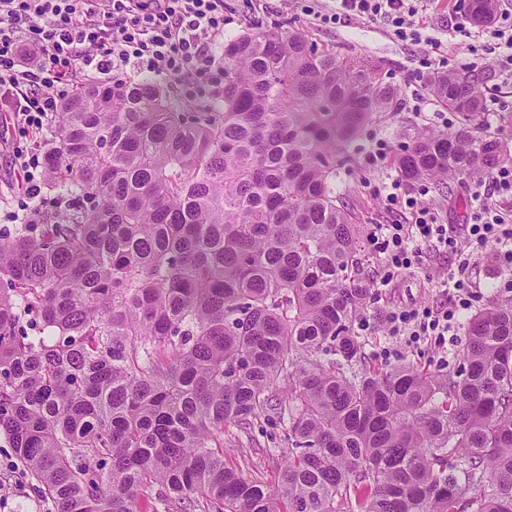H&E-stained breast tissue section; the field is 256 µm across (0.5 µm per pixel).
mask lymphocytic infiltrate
Listing matches in <instances>:
<instances>
[{"instance_id":"1","label":"lymphocytic infiltrate","mask_w":512,"mask_h":512,"mask_svg":"<svg viewBox=\"0 0 512 512\" xmlns=\"http://www.w3.org/2000/svg\"><path fill=\"white\" fill-rule=\"evenodd\" d=\"M295 2L320 27L379 17L399 40L418 41L422 34L415 17L428 0H338L329 10L321 0ZM226 23L224 0H0V121L39 138L68 89L102 70L121 82L137 67L187 95L220 97L224 58L217 48ZM15 165L26 199L39 210L44 204L39 155L16 151ZM469 190L475 204L470 221L455 226L438 223L427 186L409 194L399 181L391 182L386 202L409 213L411 221L377 224L369 234L386 280L420 265L424 248L453 251L464 240L478 246L495 241L499 264L512 268V223L494 203L495 197L512 196V166L472 181ZM468 267L461 261L443 279V287L452 291L450 303L390 311V335L413 343L430 338L438 345L455 336L458 313L474 297Z\"/></svg>"}]
</instances>
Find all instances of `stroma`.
I'll return each instance as SVG.
<instances>
[{
	"label": "stroma",
	"mask_w": 512,
	"mask_h": 512,
	"mask_svg": "<svg viewBox=\"0 0 512 512\" xmlns=\"http://www.w3.org/2000/svg\"><path fill=\"white\" fill-rule=\"evenodd\" d=\"M466 11V6L458 4L457 0H433L422 16L426 39L413 43L396 39L379 19L363 18L325 28L311 24L293 0H224V14L229 20L224 37L229 40L249 30L290 26L307 35L318 47L372 62L383 82L398 88L403 99L402 111L387 113L361 132L338 179L345 206L354 213L357 223L370 228L400 218L399 213L387 212L383 206L387 185L399 177L392 153L417 132L442 128L444 118L449 115L448 109L440 107L430 97L424 82L417 76L420 60L430 51L429 41L439 44L446 69L475 79L487 98L498 103V111L481 115L479 123L490 126L492 132L512 144V82L502 79L487 52L488 47L495 44L492 30L472 25L466 19ZM16 141L12 129L0 128V227L4 229L10 227V213L16 210L20 200L12 156ZM380 141L387 144L390 156L381 162H370L369 157ZM468 186V180L463 179L455 181L448 190L431 188L428 199L439 223H469L472 202ZM495 248V242H488L473 256L471 279L482 303L487 300L488 289L504 287L512 280V271L491 261ZM456 264L455 255L428 249L419 267L383 287L379 284L381 262L375 255H367L363 274L372 288V299L361 318L370 324L369 338L379 364L389 368L403 361L445 363L448 357L445 348L424 341L411 344L387 336L385 320L393 309L448 302L447 293L437 285V277ZM266 428V423L256 424L254 440L249 444L225 438V466L274 482L281 462L267 453L271 439Z\"/></svg>",
	"instance_id": "obj_1"
}]
</instances>
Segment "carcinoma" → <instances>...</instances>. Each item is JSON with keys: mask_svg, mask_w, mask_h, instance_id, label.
Here are the masks:
<instances>
[{"mask_svg": "<svg viewBox=\"0 0 512 512\" xmlns=\"http://www.w3.org/2000/svg\"><path fill=\"white\" fill-rule=\"evenodd\" d=\"M495 0H468L475 24ZM395 157L441 184L512 164L479 84ZM402 108L371 63L285 28L224 44L215 112L93 83L45 143L67 208L0 233V434L56 512H512V296L461 322L446 368H380L356 327L367 229L337 190ZM284 426L273 485L224 466V429Z\"/></svg>", "mask_w": 512, "mask_h": 512, "instance_id": "1", "label": "carcinoma"}]
</instances>
